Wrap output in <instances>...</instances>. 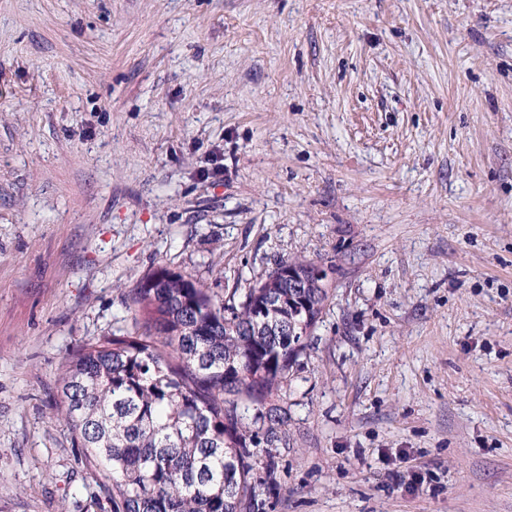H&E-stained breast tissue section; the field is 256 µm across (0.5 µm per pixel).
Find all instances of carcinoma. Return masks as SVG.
<instances>
[{"instance_id":"carcinoma-1","label":"carcinoma","mask_w":512,"mask_h":512,"mask_svg":"<svg viewBox=\"0 0 512 512\" xmlns=\"http://www.w3.org/2000/svg\"><path fill=\"white\" fill-rule=\"evenodd\" d=\"M313 288L289 292L288 265ZM317 264L282 261L239 305L217 304L195 279L166 266L129 290L135 332L105 336L65 358L56 419L106 478L110 512H263L252 484L258 433L278 440L288 375L320 318L328 290Z\"/></svg>"}]
</instances>
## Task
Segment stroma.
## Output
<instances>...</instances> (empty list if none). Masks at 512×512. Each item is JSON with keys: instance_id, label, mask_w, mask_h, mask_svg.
Returning <instances> with one entry per match:
<instances>
[{"instance_id": "1", "label": "stroma", "mask_w": 512, "mask_h": 512, "mask_svg": "<svg viewBox=\"0 0 512 512\" xmlns=\"http://www.w3.org/2000/svg\"><path fill=\"white\" fill-rule=\"evenodd\" d=\"M297 258L264 512H512V0H0V512H110L57 377L130 288Z\"/></svg>"}]
</instances>
